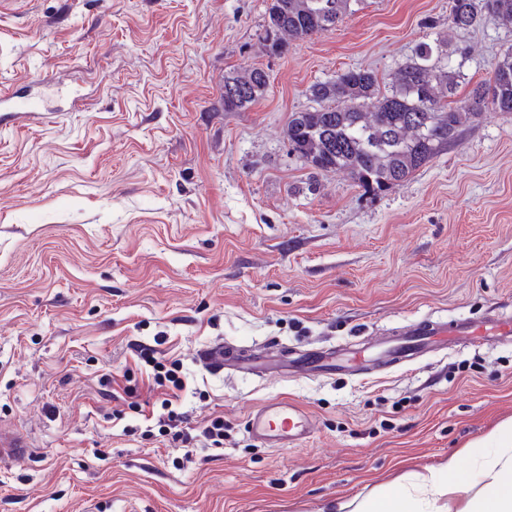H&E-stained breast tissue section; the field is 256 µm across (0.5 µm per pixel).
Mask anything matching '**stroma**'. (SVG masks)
Masks as SVG:
<instances>
[{"mask_svg":"<svg viewBox=\"0 0 512 512\" xmlns=\"http://www.w3.org/2000/svg\"><path fill=\"white\" fill-rule=\"evenodd\" d=\"M270 0H0V512H330L512 422V339L460 343L367 377L216 374L214 342L357 346L422 318L512 312V113L472 118L401 186L363 195L288 150L308 87L348 69L389 89L420 42L488 81L512 28L449 0H353L336 27L264 46ZM269 75L243 112L225 73ZM176 360L190 426L161 435L141 359ZM286 397L298 448L247 432ZM247 428L252 438L268 448H297L311 436L314 419L300 405L278 398L254 409ZM211 447H223L224 445V419L222 417L212 418L199 427V435ZM31 442L18 435L0 433V460L16 459L27 455Z\"/></svg>","mask_w":512,"mask_h":512,"instance_id":"35a3bbf8","label":"stroma"}]
</instances>
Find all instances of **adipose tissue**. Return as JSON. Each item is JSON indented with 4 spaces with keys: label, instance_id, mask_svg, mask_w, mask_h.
I'll list each match as a JSON object with an SVG mask.
<instances>
[{
    "label": "adipose tissue",
    "instance_id": "obj_1",
    "mask_svg": "<svg viewBox=\"0 0 512 512\" xmlns=\"http://www.w3.org/2000/svg\"><path fill=\"white\" fill-rule=\"evenodd\" d=\"M492 447L473 453L472 466L459 456L405 483L380 486L352 506L336 512H512V425L497 428Z\"/></svg>",
    "mask_w": 512,
    "mask_h": 512
}]
</instances>
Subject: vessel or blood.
<instances>
[{
    "label": "vessel or blood",
    "mask_w": 512,
    "mask_h": 512,
    "mask_svg": "<svg viewBox=\"0 0 512 512\" xmlns=\"http://www.w3.org/2000/svg\"><path fill=\"white\" fill-rule=\"evenodd\" d=\"M512 336V315L498 312L481 318H460L453 321L422 319L402 328L391 337L380 336L350 351L324 353L302 352L294 359L285 358L281 351L259 352L246 348L233 349L224 343L202 347L199 362L215 373H264L289 376H333L355 372L367 373L372 359L395 365L431 352L439 341L454 345L462 341L490 342ZM249 434L269 448H296L312 434L311 413L285 398L259 405L247 418ZM31 443L18 435L0 433V460L27 455Z\"/></svg>",
    "instance_id": "vessel-or-blood-1"
}]
</instances>
